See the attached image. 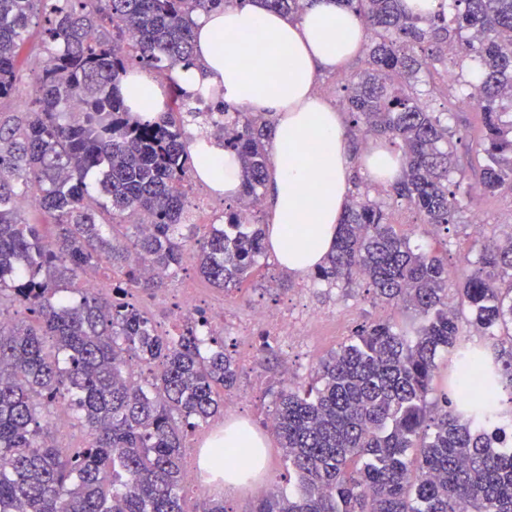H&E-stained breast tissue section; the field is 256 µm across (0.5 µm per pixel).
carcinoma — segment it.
Returning a JSON list of instances; mask_svg holds the SVG:
<instances>
[{
  "label": "carcinoma",
  "instance_id": "carcinoma-1",
  "mask_svg": "<svg viewBox=\"0 0 512 512\" xmlns=\"http://www.w3.org/2000/svg\"><path fill=\"white\" fill-rule=\"evenodd\" d=\"M230 2L0 0V512H184V440L237 380L224 337L169 336L124 298L83 290L75 303L66 291L104 261L126 294L161 290L187 262L226 293L251 277L273 123L193 106L175 84L167 111L141 120L120 90L134 68L192 64L193 15ZM339 2L366 30L345 111L363 138L400 149L393 199L446 237L473 195L512 194V0H440L428 14L404 0ZM266 3L299 15L309 0ZM34 19L44 58L18 114L8 108ZM441 71L454 73L447 111L477 101L474 130L423 101ZM198 119L242 169L240 195L201 235L184 190ZM31 195L51 232L27 221L19 200ZM471 250L451 284L445 254L412 245L368 192L352 197L312 277L363 284L410 315L362 323L308 389L279 387L274 431L294 489L255 512H512V231ZM63 405L79 448L47 441Z\"/></svg>",
  "mask_w": 512,
  "mask_h": 512
}]
</instances>
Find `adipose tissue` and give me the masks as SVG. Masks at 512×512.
Wrapping results in <instances>:
<instances>
[{"mask_svg": "<svg viewBox=\"0 0 512 512\" xmlns=\"http://www.w3.org/2000/svg\"><path fill=\"white\" fill-rule=\"evenodd\" d=\"M193 32L196 66L172 73L182 91L216 96L231 109L276 120L266 240L281 267L306 275L334 247L353 168L362 166L376 183L395 182L401 174L398 156L382 144H371L355 157L344 115L316 91L320 74L342 69L362 48L365 28L337 0H314L295 18L269 9L264 0H245L197 13ZM121 92L142 119L166 109L164 91L145 71H131ZM190 149L197 178L216 195L237 197L236 155L201 132L192 137ZM224 445L255 449L245 464L261 470L266 440L247 420L225 425Z\"/></svg>", "mask_w": 512, "mask_h": 512, "instance_id": "ef3b65f1", "label": "adipose tissue"}]
</instances>
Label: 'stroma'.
Segmentation results:
<instances>
[{"label":"stroma","mask_w":512,"mask_h":512,"mask_svg":"<svg viewBox=\"0 0 512 512\" xmlns=\"http://www.w3.org/2000/svg\"><path fill=\"white\" fill-rule=\"evenodd\" d=\"M475 214L481 215L484 221L485 235H499L512 225V196L474 201L470 210L461 214L457 227L448 233L449 268H456L469 247V221ZM291 300L326 317L309 340L306 353L286 354L278 350L270 354L260 346L258 337L237 335L230 327L224 331L227 351L242 355L235 390L240 393L250 422L256 428L273 409L274 393L279 387L283 369L293 370L297 377H307L320 360L351 336L357 324L382 314L381 307L364 288L313 286L311 277L287 275L268 253L259 257L250 281L241 290L225 295L224 304L227 314L244 317L256 305L276 306ZM264 437L268 443L266 466L253 484L238 489L231 496H223L228 512H253L258 499L256 486L275 484L284 487L288 484V466L275 436L268 431Z\"/></svg>","instance_id":"obj_1"}]
</instances>
